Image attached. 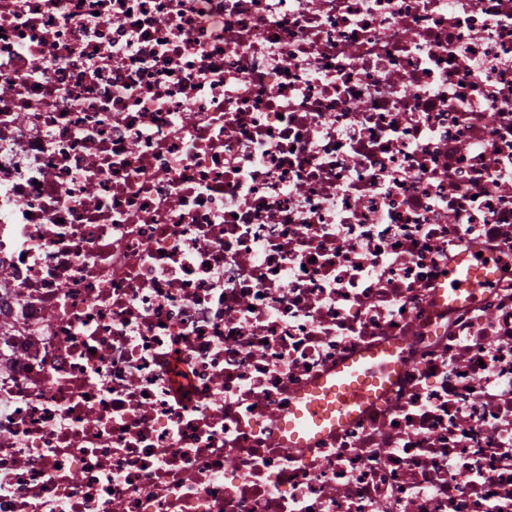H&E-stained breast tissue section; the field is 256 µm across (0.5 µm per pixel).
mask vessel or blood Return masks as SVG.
<instances>
[{"label":"vessel or blood","mask_w":512,"mask_h":512,"mask_svg":"<svg viewBox=\"0 0 512 512\" xmlns=\"http://www.w3.org/2000/svg\"><path fill=\"white\" fill-rule=\"evenodd\" d=\"M486 279L485 270L473 264L451 273L452 282L457 283L462 293L475 292ZM390 369V362L374 353L370 358L344 363L337 368L333 379L320 381L303 392L287 422L281 425L288 433L289 447H302L306 437L322 435L330 426L351 417L354 408L368 398L372 387L378 386Z\"/></svg>","instance_id":"1"}]
</instances>
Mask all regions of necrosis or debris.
Instances as JSON below:
<instances>
[{
	"label": "necrosis or debris",
	"mask_w": 512,
	"mask_h": 512,
	"mask_svg": "<svg viewBox=\"0 0 512 512\" xmlns=\"http://www.w3.org/2000/svg\"><path fill=\"white\" fill-rule=\"evenodd\" d=\"M0 512H512V0H0ZM488 276L481 266L473 264L455 268L451 273V290L453 293H474L477 288L483 287ZM455 283H459V286L455 287ZM362 361H349L339 366L333 379L321 380L299 397V404L291 409L288 421H281L282 431L288 432V447H302L305 438L316 437L351 417L353 409L361 405L380 384L392 365L379 353L369 354Z\"/></svg>",
	"instance_id": "necrosis-or-debris-1"
}]
</instances>
